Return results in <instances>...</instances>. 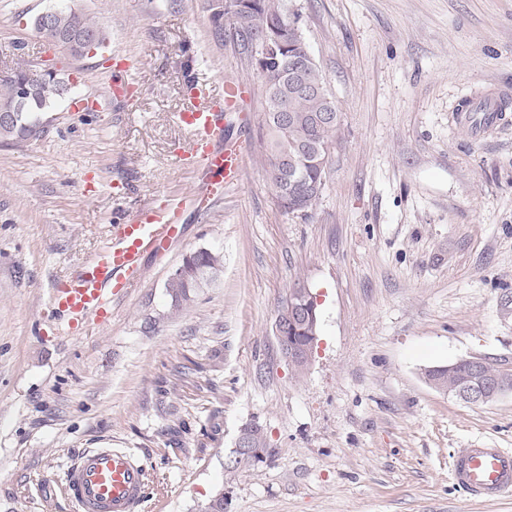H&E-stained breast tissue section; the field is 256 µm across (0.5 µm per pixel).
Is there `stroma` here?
I'll list each match as a JSON object with an SVG mask.
<instances>
[{
  "mask_svg": "<svg viewBox=\"0 0 512 512\" xmlns=\"http://www.w3.org/2000/svg\"><path fill=\"white\" fill-rule=\"evenodd\" d=\"M341 112L312 218L269 179L264 82L208 0H0V77L38 72V14L73 8L102 50L58 53L72 91L36 136L0 143V512H75L63 487L82 451L132 452L137 512H512L452 478L453 455L512 449V394L490 404L430 386L425 370L480 357L512 369V105L495 130L479 106L512 86V0H292ZM135 84L99 112L72 98ZM247 88L238 184L186 208L180 237L144 253L143 278L108 321L55 324L49 293L112 225L201 181L177 151L184 89ZM220 253L217 281L175 303L185 256ZM320 326L295 371L275 335L295 282ZM271 456L236 474L240 430Z\"/></svg>",
  "mask_w": 512,
  "mask_h": 512,
  "instance_id": "35a3bbf8",
  "label": "stroma"
}]
</instances>
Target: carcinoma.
<instances>
[{
    "instance_id": "carcinoma-1",
    "label": "carcinoma",
    "mask_w": 512,
    "mask_h": 512,
    "mask_svg": "<svg viewBox=\"0 0 512 512\" xmlns=\"http://www.w3.org/2000/svg\"><path fill=\"white\" fill-rule=\"evenodd\" d=\"M223 10H215L214 0H209L211 19L217 38L224 39V17L233 20V30L245 45L254 49V56H262L256 65L267 79L272 74H286L292 69L304 71L314 84L324 83L323 76L299 26V14L291 10L288 0H223ZM54 21L66 37L60 49L73 57H83L93 48H100L106 34L84 14L71 8L55 10ZM51 71L39 83L36 100L27 111L20 114L17 122L0 124V142L16 143L39 133L43 127L42 114L54 102L71 91L70 76L64 70L50 64ZM29 79L27 66H19L8 76L0 78V113L15 108L17 92ZM335 100L324 97L304 96L293 91L288 95L276 93L272 87L265 89L266 123L270 124V181L280 206L288 213L308 220L319 199L326 176V167L308 151L312 144L333 147L341 121L317 125L313 116ZM293 114V120L280 126L273 116L280 109ZM288 157V167L301 176V182L288 186V195H282L283 183L275 174L279 160ZM222 266L220 254L200 250L183 258L181 264L168 279L166 288L171 297L189 301L197 290L215 280ZM279 346L299 347L308 344L312 336L303 327L288 326Z\"/></svg>"
}]
</instances>
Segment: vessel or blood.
I'll use <instances>...</instances> for the list:
<instances>
[{
	"mask_svg": "<svg viewBox=\"0 0 512 512\" xmlns=\"http://www.w3.org/2000/svg\"><path fill=\"white\" fill-rule=\"evenodd\" d=\"M180 112V124L191 138L180 151L182 163L199 174L202 186L188 201L176 200L158 207H142L126 224L113 225L104 246L72 273L55 284L49 302L57 323L65 330L78 329L95 318L112 316V302L125 296L141 280L142 254L180 232L184 204L208 209L240 177L243 149L225 139L224 127L238 115V87L224 84L223 103L199 102ZM453 476L473 495L496 499L512 492V451L504 448H462L453 461ZM69 499L78 512H137L146 493L145 471L122 448H93L67 466L63 478Z\"/></svg>",
	"mask_w": 512,
	"mask_h": 512,
	"instance_id": "obj_1",
	"label": "vessel or blood"
}]
</instances>
